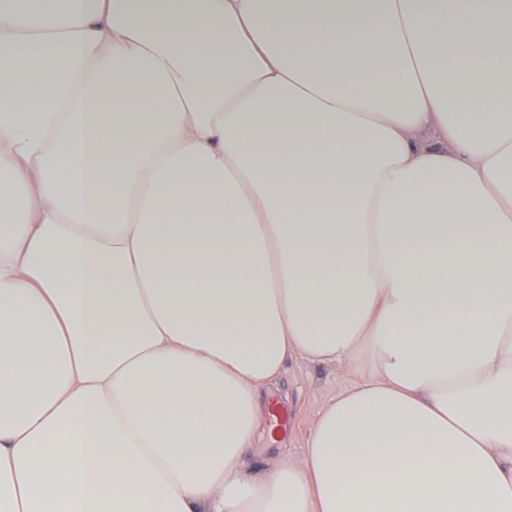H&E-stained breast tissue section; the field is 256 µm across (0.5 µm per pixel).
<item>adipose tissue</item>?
Returning a JSON list of instances; mask_svg holds the SVG:
<instances>
[{"mask_svg": "<svg viewBox=\"0 0 512 512\" xmlns=\"http://www.w3.org/2000/svg\"><path fill=\"white\" fill-rule=\"evenodd\" d=\"M0 512H512V0H0ZM353 380V375L346 370L331 366H321L293 360L288 363L281 378L282 387L289 393V401L272 400L287 411L288 417L280 415L278 427L272 420L262 437L258 439L248 459L249 466L263 469L279 458L299 464L304 457L306 439L320 408L336 391Z\"/></svg>", "mask_w": 512, "mask_h": 512, "instance_id": "obj_1", "label": "adipose tissue"}]
</instances>
